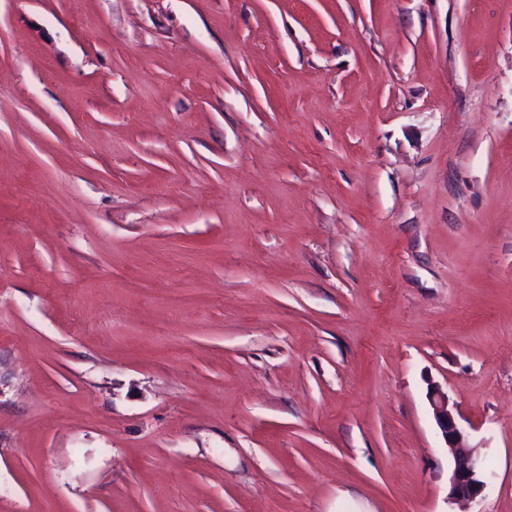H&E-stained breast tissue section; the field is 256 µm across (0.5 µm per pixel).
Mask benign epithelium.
Returning <instances> with one entry per match:
<instances>
[{"mask_svg":"<svg viewBox=\"0 0 512 512\" xmlns=\"http://www.w3.org/2000/svg\"><path fill=\"white\" fill-rule=\"evenodd\" d=\"M427 399L439 434L454 462L449 477L450 496L461 501L479 497L487 486L483 460L474 454L466 432L458 424L448 394L439 386L428 388Z\"/></svg>","mask_w":512,"mask_h":512,"instance_id":"7a95c632","label":"benign epithelium"}]
</instances>
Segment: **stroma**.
I'll use <instances>...</instances> for the list:
<instances>
[{"instance_id": "stroma-1", "label": "stroma", "mask_w": 512, "mask_h": 512, "mask_svg": "<svg viewBox=\"0 0 512 512\" xmlns=\"http://www.w3.org/2000/svg\"><path fill=\"white\" fill-rule=\"evenodd\" d=\"M0 512H512V0H0ZM427 399L439 434L454 462L449 477L450 496L452 499L472 501L487 486L484 462L474 454L473 447L469 445L468 435L458 424L447 393L439 386L431 385Z\"/></svg>"}]
</instances>
